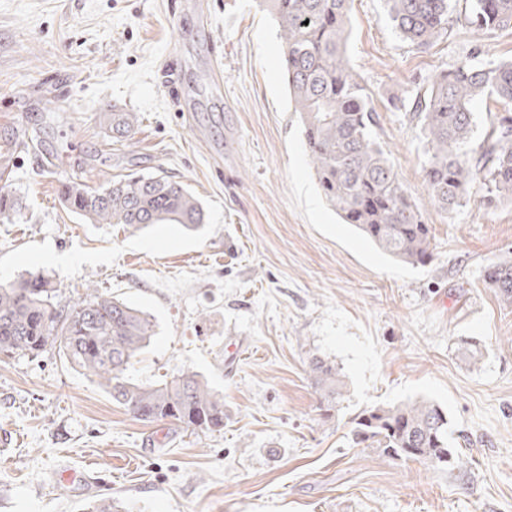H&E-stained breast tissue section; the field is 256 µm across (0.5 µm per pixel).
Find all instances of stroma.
Segmentation results:
<instances>
[{
  "mask_svg": "<svg viewBox=\"0 0 512 512\" xmlns=\"http://www.w3.org/2000/svg\"><path fill=\"white\" fill-rule=\"evenodd\" d=\"M345 57L432 226L428 265L384 255L320 196L257 0H0V131L37 141L7 155L25 209L0 223V283L44 270L59 306L91 288L121 297L154 325L131 379L195 371L224 396L223 430L192 432L136 419L56 351L0 355V512L102 498L122 512H512V304L483 281L512 257V200L488 206L476 189L436 210L424 145L394 107L460 60H512V32L458 28L420 49L385 0H351ZM112 109L138 113L131 146L101 125ZM158 170L199 198L200 230L86 224L60 200L75 177ZM462 338L478 364L460 361ZM314 356L347 381L330 419ZM421 398L447 410L467 469L352 444L362 410Z\"/></svg>",
  "mask_w": 512,
  "mask_h": 512,
  "instance_id": "stroma-1",
  "label": "stroma"
}]
</instances>
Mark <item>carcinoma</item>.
<instances>
[{
	"label": "carcinoma",
	"mask_w": 512,
	"mask_h": 512,
	"mask_svg": "<svg viewBox=\"0 0 512 512\" xmlns=\"http://www.w3.org/2000/svg\"><path fill=\"white\" fill-rule=\"evenodd\" d=\"M277 21L288 89L299 112L306 150L318 188L341 220L386 255L424 266L433 256L431 226L412 202L375 136L378 115L365 87L345 58L350 0H261ZM450 14L448 0H387L399 34L419 48L467 27L491 35L512 30V0H463ZM487 97L501 105L477 146H472L473 102ZM416 122L427 146L426 191L440 211L467 202L479 187L482 202L512 199V61L476 65L465 59L414 87L400 104ZM100 121L121 142H132L135 112H102ZM66 208L88 224H121L141 230L179 224L189 231L205 221L202 203L182 182L162 172H132L99 189L70 180L61 184ZM22 201L0 167V221L22 215ZM486 284L512 303V258L491 263ZM56 280L28 272L0 284V355H38L55 349L72 368L98 377L112 400L144 421L174 420L188 428H224V396L197 372L158 385L132 382L131 361L150 343L151 322L123 300L94 292L67 307L54 304ZM309 375L329 418L344 394V375L321 357ZM356 444L375 446L397 460L434 469L461 468L464 459L448 446V412L429 400L363 410L351 430Z\"/></svg>",
	"instance_id": "cac0c4a2"
}]
</instances>
